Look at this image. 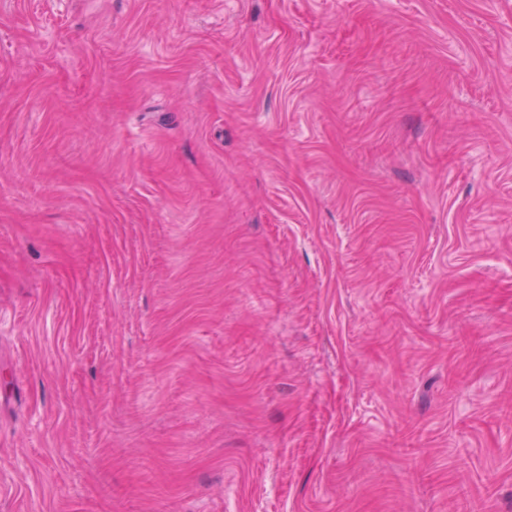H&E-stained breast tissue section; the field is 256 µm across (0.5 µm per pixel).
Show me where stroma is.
<instances>
[{"instance_id":"stroma-1","label":"stroma","mask_w":512,"mask_h":512,"mask_svg":"<svg viewBox=\"0 0 512 512\" xmlns=\"http://www.w3.org/2000/svg\"><path fill=\"white\" fill-rule=\"evenodd\" d=\"M0 512H512V0H0Z\"/></svg>"}]
</instances>
